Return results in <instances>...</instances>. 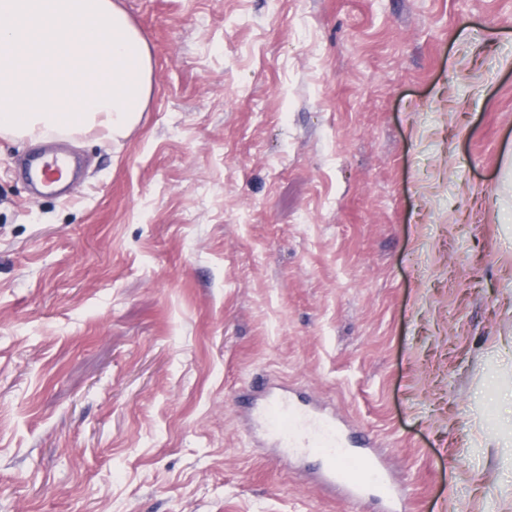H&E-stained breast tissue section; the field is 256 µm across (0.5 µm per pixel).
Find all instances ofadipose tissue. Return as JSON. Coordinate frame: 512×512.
<instances>
[{"instance_id":"obj_1","label":"adipose tissue","mask_w":512,"mask_h":512,"mask_svg":"<svg viewBox=\"0 0 512 512\" xmlns=\"http://www.w3.org/2000/svg\"><path fill=\"white\" fill-rule=\"evenodd\" d=\"M151 78L149 45L116 0H0V134L118 139Z\"/></svg>"}]
</instances>
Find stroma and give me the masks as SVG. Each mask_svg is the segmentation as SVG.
Listing matches in <instances>:
<instances>
[{
    "label": "stroma",
    "mask_w": 512,
    "mask_h": 512,
    "mask_svg": "<svg viewBox=\"0 0 512 512\" xmlns=\"http://www.w3.org/2000/svg\"><path fill=\"white\" fill-rule=\"evenodd\" d=\"M153 84L0 135V512H373L234 397L375 437L412 512H512V0H119ZM74 161L54 150L40 149L28 154L19 165L20 174L35 187L70 196Z\"/></svg>",
    "instance_id": "stroma-1"
}]
</instances>
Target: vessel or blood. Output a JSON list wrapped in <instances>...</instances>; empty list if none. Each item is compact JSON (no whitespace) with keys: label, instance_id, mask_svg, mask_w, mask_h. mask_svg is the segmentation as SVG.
Masks as SVG:
<instances>
[{"label":"vessel or blood","instance_id":"b4317fda","mask_svg":"<svg viewBox=\"0 0 512 512\" xmlns=\"http://www.w3.org/2000/svg\"><path fill=\"white\" fill-rule=\"evenodd\" d=\"M74 167L71 158L40 149L23 159L19 172L35 187L67 195L73 187ZM235 400L254 417L273 447L320 456L324 484H343L347 497L354 501L376 492L384 512H405V497L390 479L382 458L374 453L369 435L346 432L308 396L286 387L247 388Z\"/></svg>","mask_w":512,"mask_h":512}]
</instances>
